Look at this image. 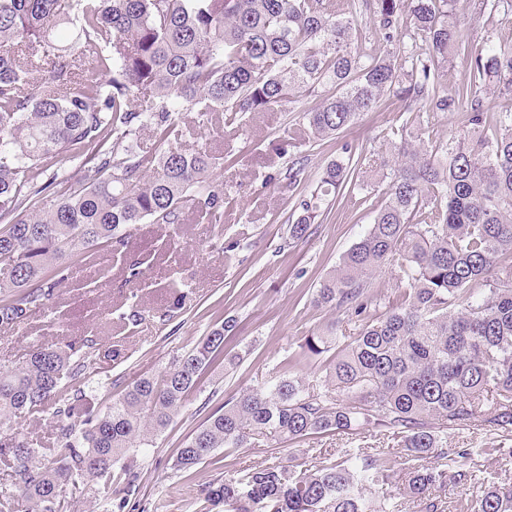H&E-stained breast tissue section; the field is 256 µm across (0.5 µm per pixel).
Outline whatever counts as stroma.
<instances>
[{"label":"stroma","instance_id":"obj_1","mask_svg":"<svg viewBox=\"0 0 512 512\" xmlns=\"http://www.w3.org/2000/svg\"><path fill=\"white\" fill-rule=\"evenodd\" d=\"M465 21L472 41L486 38L512 41V16L502 12L477 13L472 0L465 5ZM319 97L300 98L295 111L255 112L236 130H214L203 142L223 156L216 176L224 183V222L216 226L195 213L183 223L161 229L144 223L132 232L131 254L152 258L141 280H126L123 260H111L112 273L102 286H91V276L73 264V277L58 288L52 309L33 312L16 327L0 326V366L20 364L33 342L54 344L61 339L95 337L98 355L91 368L87 394L105 403L108 382L154 374L167 366L173 354L192 349L200 338L227 319L235 328L226 346L240 353L237 367L213 377L203 392L187 405L155 439L141 461L139 500L142 512H200L199 484L235 476L239 470L271 462L315 465L342 461L349 449L364 448L381 457L391 453L399 464L390 482L369 489L370 497L387 496L400 504V512H424L421 500L403 491L407 451L369 425L348 432L312 435L271 448H220L214 462L179 474L172 455L205 418L208 392L218 400L284 376L305 385L321 383L329 354H303L305 337L335 326L339 342H346L350 325L346 314L316 307L319 282L335 268L358 240L383 202L386 184H371L314 224L309 237L294 241L289 222L294 219L297 191L288 187L284 173L289 161L303 156L304 180H312L340 144L353 146L364 166L379 165L392 157L395 131L411 121L426 144L447 139L451 116L446 112L407 111L404 102L360 118L340 139L309 142L303 111L318 106ZM221 233L223 248H210L214 233ZM186 299L173 309L178 294ZM138 305L143 318L136 325L111 319L110 311ZM447 448L457 452L456 469L472 479L448 481L430 490L438 512H469L492 482L512 483V431L493 430L483 419L466 426L445 427Z\"/></svg>","mask_w":512,"mask_h":512}]
</instances>
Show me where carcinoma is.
Wrapping results in <instances>:
<instances>
[{
	"mask_svg": "<svg viewBox=\"0 0 512 512\" xmlns=\"http://www.w3.org/2000/svg\"><path fill=\"white\" fill-rule=\"evenodd\" d=\"M389 42L406 31L421 53L363 51L351 8L326 0H0V324L18 325L69 279L70 260L92 265L128 254L131 231L165 228L187 210L223 223L224 157L182 144V115L198 130L243 126L250 112L321 98L302 113L318 141L339 134L394 98L452 116L448 140L400 135L388 161L386 197L370 228L316 288L314 302L354 324L344 345L308 336L304 352L336 345L324 391L297 379L249 388L212 408L172 462L188 473L218 448L272 447L371 424L411 456L403 490L420 497L448 480L440 419L465 426L483 417L512 427V285L492 274L512 254V106L490 111L487 91L512 101V43L471 44L461 0H363ZM465 64L449 89L448 65ZM151 133V143L141 141ZM79 161L73 180L59 164ZM305 159L285 172L301 184ZM349 145L317 172L295 202L299 241L329 206L364 187ZM401 272V303L370 296V279ZM230 325L209 331L159 373L109 383L112 400L87 399L94 339L32 343L28 357L0 368V463L14 481L0 512H60L86 494L105 512L134 510L140 464L154 439L224 360ZM49 415L47 440L16 425ZM395 460L359 448L336 464L270 463L199 485L207 512H399L368 499ZM474 512H512V484L491 485Z\"/></svg>",
	"mask_w": 512,
	"mask_h": 512,
	"instance_id": "carcinoma-1",
	"label": "carcinoma"
}]
</instances>
